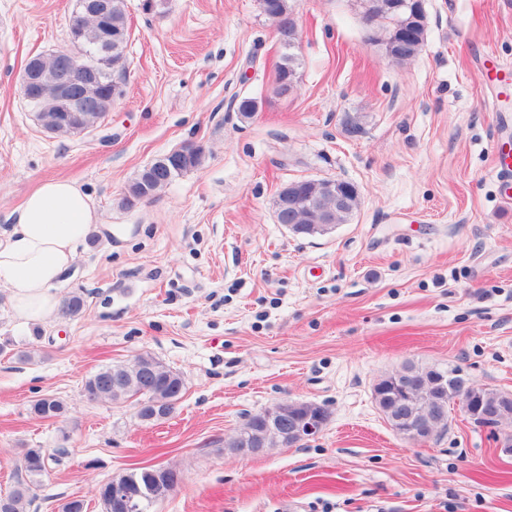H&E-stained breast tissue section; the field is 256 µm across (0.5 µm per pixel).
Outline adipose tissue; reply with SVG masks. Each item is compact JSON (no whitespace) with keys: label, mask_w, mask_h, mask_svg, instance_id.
Wrapping results in <instances>:
<instances>
[{"label":"adipose tissue","mask_w":512,"mask_h":512,"mask_svg":"<svg viewBox=\"0 0 512 512\" xmlns=\"http://www.w3.org/2000/svg\"><path fill=\"white\" fill-rule=\"evenodd\" d=\"M0 228V287L15 318L42 325L57 307L55 289L91 234L111 236L88 195L74 181H39Z\"/></svg>","instance_id":"obj_1"}]
</instances>
